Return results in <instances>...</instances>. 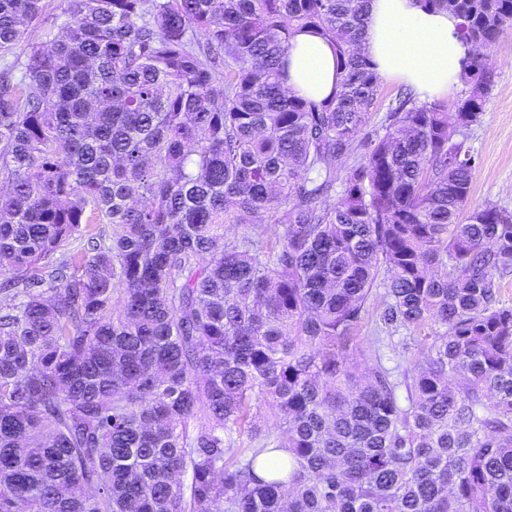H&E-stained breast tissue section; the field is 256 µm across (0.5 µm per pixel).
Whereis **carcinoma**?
I'll use <instances>...</instances> for the list:
<instances>
[{
	"mask_svg": "<svg viewBox=\"0 0 512 512\" xmlns=\"http://www.w3.org/2000/svg\"><path fill=\"white\" fill-rule=\"evenodd\" d=\"M62 2L16 54L46 3L0 0V512H512V213L467 210L455 138L485 100L403 90L370 129L369 0ZM420 3L471 48L512 27ZM302 30L335 47L320 101L284 83ZM443 329L434 322L422 326L420 329L413 331L410 335L409 332L400 331L396 333L395 342L385 345L381 348L380 353L384 355V361L387 366H395L397 362H403L404 359L416 357L418 349L424 343L431 342V336H436L437 332H442ZM401 336H414L413 339H408V344L404 345L398 343V337Z\"/></svg>",
	"mask_w": 512,
	"mask_h": 512,
	"instance_id": "carcinoma-1",
	"label": "carcinoma"
}]
</instances>
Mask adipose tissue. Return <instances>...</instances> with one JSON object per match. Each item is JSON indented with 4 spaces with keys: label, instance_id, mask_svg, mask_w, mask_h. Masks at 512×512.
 Wrapping results in <instances>:
<instances>
[{
    "label": "adipose tissue",
    "instance_id": "adipose-tissue-1",
    "mask_svg": "<svg viewBox=\"0 0 512 512\" xmlns=\"http://www.w3.org/2000/svg\"><path fill=\"white\" fill-rule=\"evenodd\" d=\"M456 25L448 12L425 10L419 0H371L362 50L380 78L440 99L458 84L467 54ZM337 80L330 43L309 31L297 33L287 54V87L320 100L332 94Z\"/></svg>",
    "mask_w": 512,
    "mask_h": 512
}]
</instances>
